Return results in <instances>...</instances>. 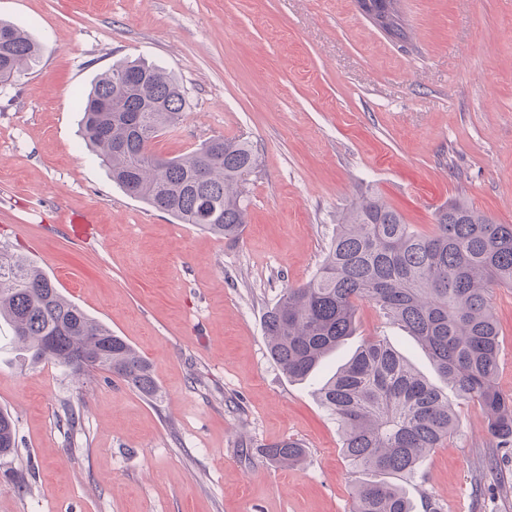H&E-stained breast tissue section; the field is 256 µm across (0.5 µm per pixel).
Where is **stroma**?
<instances>
[{
  "label": "stroma",
  "instance_id": "1",
  "mask_svg": "<svg viewBox=\"0 0 512 512\" xmlns=\"http://www.w3.org/2000/svg\"><path fill=\"white\" fill-rule=\"evenodd\" d=\"M390 40L355 0H0V19L43 46L0 88V246L27 257L151 364L148 398L94 371L30 364L0 322V409L17 451L0 464V512H350L366 473L348 464L317 391L380 336L429 380L427 352L372 304L326 362L293 381L263 320L322 264L336 224L368 190L417 230L464 199L512 224V0H401ZM173 73L190 101L155 152L251 141L247 222L229 241L181 224L113 183L80 137L77 93L125 58ZM91 213L93 240L67 218ZM497 385L512 396V288H496ZM71 405L76 423L63 411ZM401 486L442 512H512V447L479 407ZM301 443L299 466L260 446ZM35 468L28 490L13 471Z\"/></svg>",
  "mask_w": 512,
  "mask_h": 512
}]
</instances>
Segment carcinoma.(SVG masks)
I'll use <instances>...</instances> for the list:
<instances>
[{"instance_id": "obj_1", "label": "carcinoma", "mask_w": 512, "mask_h": 512, "mask_svg": "<svg viewBox=\"0 0 512 512\" xmlns=\"http://www.w3.org/2000/svg\"><path fill=\"white\" fill-rule=\"evenodd\" d=\"M394 41L408 39L400 0H357ZM41 48L26 30L0 21V86L38 62ZM82 138L98 153L112 181L127 194L181 224H196L229 240L241 234V185L257 168L250 141L210 138L181 156L152 149L177 126L189 101L164 69L123 60L76 98ZM512 286V224H500L455 200L423 234L376 193L337 224L326 259L303 286L287 289L264 320L270 358L290 380L312 372L356 330L360 303L403 327L427 351L455 399L478 406L497 448L512 447V397L497 386L500 332L490 292ZM0 320L32 363L54 361L75 375L102 371L148 398L158 393L149 362L122 337L68 300L32 261L0 247ZM335 417L342 451L353 468L376 475L360 483L352 512H414L387 476L411 479L450 437L456 421L448 390L419 375L385 339L366 340L320 389ZM16 449L15 424L0 410V458ZM259 452L280 467L298 465L303 446L289 438Z\"/></svg>"}]
</instances>
